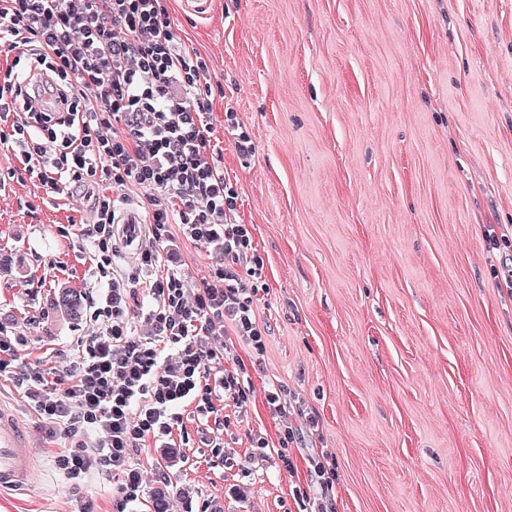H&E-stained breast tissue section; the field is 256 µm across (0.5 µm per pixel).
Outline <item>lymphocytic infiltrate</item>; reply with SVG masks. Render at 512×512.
<instances>
[{
	"instance_id": "1",
	"label": "lymphocytic infiltrate",
	"mask_w": 512,
	"mask_h": 512,
	"mask_svg": "<svg viewBox=\"0 0 512 512\" xmlns=\"http://www.w3.org/2000/svg\"><path fill=\"white\" fill-rule=\"evenodd\" d=\"M0 46L26 47L29 69L48 73L37 88L15 65L0 74V114L22 115L9 135L13 150L47 193L102 182L149 192L155 246L141 252L139 267L154 274L145 313L153 335L132 330L140 278L112 273L115 200L99 195L80 235L91 243L90 272L103 287L86 297L76 359L55 378L36 367L14 377L48 432L70 438L54 462L73 489L93 470L111 477L115 512H125L144 498L138 452L145 442L171 447L187 407L207 418L219 396L249 401L245 363L222 368L214 341L230 331L263 355L266 333L254 305L264 262L249 225L235 220L238 193L210 150L206 64L183 46L165 0H0ZM47 93L61 99L60 109L33 108ZM176 229L211 259L193 286L159 269L160 249Z\"/></svg>"
}]
</instances>
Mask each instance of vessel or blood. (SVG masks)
<instances>
[{"label":"vessel or blood","mask_w":512,"mask_h":512,"mask_svg":"<svg viewBox=\"0 0 512 512\" xmlns=\"http://www.w3.org/2000/svg\"><path fill=\"white\" fill-rule=\"evenodd\" d=\"M118 237L126 248H134L139 215L124 211L117 219ZM33 469L28 434L17 415L0 403V489L24 484Z\"/></svg>","instance_id":"vessel-or-blood-1"}]
</instances>
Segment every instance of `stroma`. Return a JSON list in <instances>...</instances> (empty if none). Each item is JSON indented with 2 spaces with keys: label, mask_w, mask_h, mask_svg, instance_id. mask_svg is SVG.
I'll list each match as a JSON object with an SVG mask.
<instances>
[{
  "label": "stroma",
  "mask_w": 512,
  "mask_h": 512,
  "mask_svg": "<svg viewBox=\"0 0 512 512\" xmlns=\"http://www.w3.org/2000/svg\"><path fill=\"white\" fill-rule=\"evenodd\" d=\"M206 61L211 146L238 193L266 286V350L224 424L187 417L186 447L146 445L148 489L169 512H298L309 457L328 452L335 512H512V0H166ZM252 152L241 156L226 110ZM79 192L48 198L0 144V325L29 363L72 361L87 330L56 308L85 292L92 221ZM165 260L196 283L203 248L174 234ZM287 386L276 413L268 385ZM30 482L0 512H74L50 438L11 380ZM288 447L293 472L254 454ZM224 443L223 458L209 443ZM164 465L159 481L150 470ZM293 431L290 430V427H285L283 432V437H280L278 441L279 448H270L269 442L263 438L258 439L254 448H257L258 455L263 458L276 460L280 469H283L287 472H292L294 470V463L292 458L288 456L287 448L289 441L292 442Z\"/></svg>",
  "instance_id": "stroma-1"
}]
</instances>
